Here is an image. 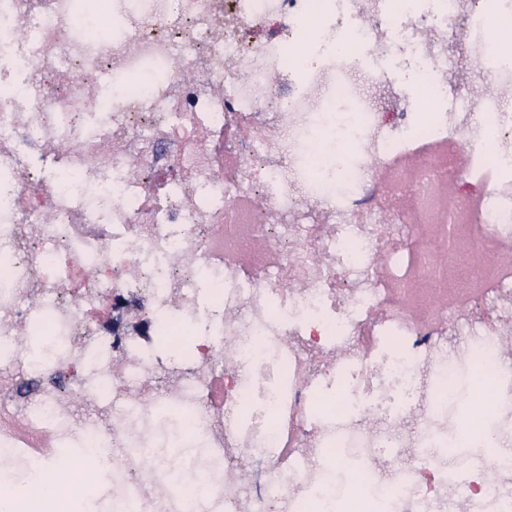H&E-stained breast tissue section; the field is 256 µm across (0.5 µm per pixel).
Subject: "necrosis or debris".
<instances>
[{
	"label": "necrosis or debris",
	"instance_id": "necrosis-or-debris-1",
	"mask_svg": "<svg viewBox=\"0 0 512 512\" xmlns=\"http://www.w3.org/2000/svg\"><path fill=\"white\" fill-rule=\"evenodd\" d=\"M492 2L0 0V470L29 499L52 465L86 497L59 451L91 447L107 512H299L346 469L387 512H512V260L467 254L512 239V58L448 52ZM394 56L431 98L384 96ZM164 331L194 341L175 373ZM37 332L65 344L36 369ZM477 353L492 454L454 412ZM166 411L202 447L193 502L157 476Z\"/></svg>",
	"mask_w": 512,
	"mask_h": 512
}]
</instances>
